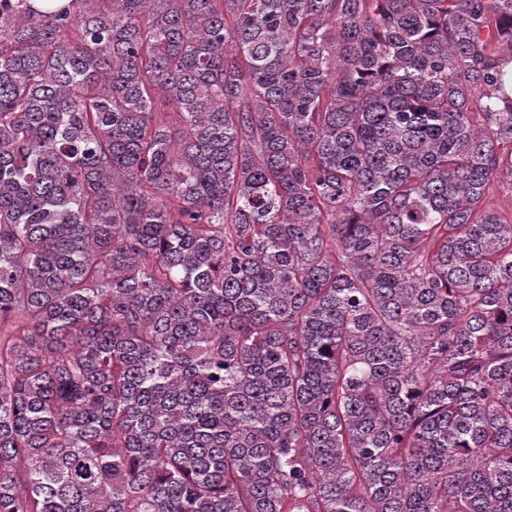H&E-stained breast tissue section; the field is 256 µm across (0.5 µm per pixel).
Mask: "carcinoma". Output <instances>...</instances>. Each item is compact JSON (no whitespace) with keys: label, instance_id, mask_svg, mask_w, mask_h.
I'll return each mask as SVG.
<instances>
[{"label":"carcinoma","instance_id":"1","mask_svg":"<svg viewBox=\"0 0 512 512\" xmlns=\"http://www.w3.org/2000/svg\"><path fill=\"white\" fill-rule=\"evenodd\" d=\"M504 184L512 0H0V512H512Z\"/></svg>","mask_w":512,"mask_h":512}]
</instances>
